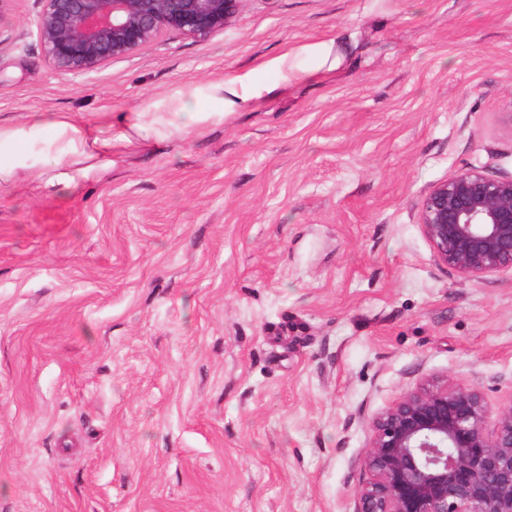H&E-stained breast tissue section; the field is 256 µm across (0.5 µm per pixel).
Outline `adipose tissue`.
<instances>
[{
    "mask_svg": "<svg viewBox=\"0 0 512 512\" xmlns=\"http://www.w3.org/2000/svg\"><path fill=\"white\" fill-rule=\"evenodd\" d=\"M225 98L220 99L219 109L206 112L198 103H181L176 112H132L121 123L96 130L69 116L47 112H34L19 127L0 126V185L20 179H48L50 185L71 187L75 180L70 168L81 171L94 169L97 161L111 159L112 146L130 142L132 136L165 138L200 128L208 123H219L225 114L258 97L263 84L255 73L235 74L225 79ZM50 134L54 149L40 163H27L18 147Z\"/></svg>",
    "mask_w": 512,
    "mask_h": 512,
    "instance_id": "ef3b65f1",
    "label": "adipose tissue"
}]
</instances>
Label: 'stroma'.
<instances>
[{
    "mask_svg": "<svg viewBox=\"0 0 512 512\" xmlns=\"http://www.w3.org/2000/svg\"><path fill=\"white\" fill-rule=\"evenodd\" d=\"M0 19V125L99 126L288 49L302 80L118 145L72 188L0 186V512H358L369 423L426 380L512 404V274L439 265L421 195L512 176V0H245L100 69Z\"/></svg>",
    "mask_w": 512,
    "mask_h": 512,
    "instance_id": "1",
    "label": "stroma"
}]
</instances>
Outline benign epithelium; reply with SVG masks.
I'll return each mask as SVG.
<instances>
[{
	"label": "benign epithelium",
	"instance_id": "7a95c632",
	"mask_svg": "<svg viewBox=\"0 0 512 512\" xmlns=\"http://www.w3.org/2000/svg\"><path fill=\"white\" fill-rule=\"evenodd\" d=\"M44 56L69 74L98 70L167 32L209 38L244 0H40ZM419 226L436 261L466 279L512 272V177L469 166L427 188ZM476 388L404 393L369 423L359 512H512V403L487 427Z\"/></svg>",
	"mask_w": 512,
	"mask_h": 512
}]
</instances>
